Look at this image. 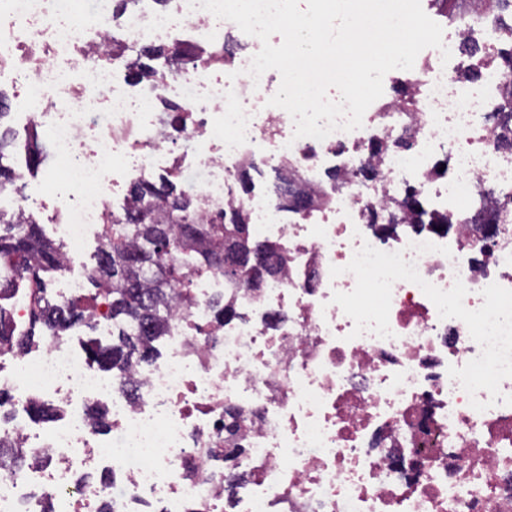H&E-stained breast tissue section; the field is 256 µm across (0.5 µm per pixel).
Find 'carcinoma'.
Masks as SVG:
<instances>
[{"label": "carcinoma", "mask_w": 512, "mask_h": 512, "mask_svg": "<svg viewBox=\"0 0 512 512\" xmlns=\"http://www.w3.org/2000/svg\"><path fill=\"white\" fill-rule=\"evenodd\" d=\"M175 62L161 48L150 49L127 63L136 79L154 69L153 61ZM280 207L294 213L308 211L311 202L295 194L288 198L282 186L276 190ZM127 198L134 207L107 214L109 224L105 248L97 266L89 273L95 289L92 301L108 304L112 321L123 324L118 342L87 349L100 369L124 373L133 363L148 364L157 354L155 342L167 328L162 301L168 289L188 292L201 273L220 270L230 280L253 284L278 273L285 263L278 246L257 239L250 215L244 208L224 212L218 224H207L200 211L203 202L177 188L170 179L133 183ZM446 224L448 217L425 218L419 191L414 190L381 217L370 211L368 221L385 235L402 223ZM264 255L253 267L254 255ZM63 267L62 245L46 238L39 224L20 222L0 210V300L12 299L24 288L29 302L31 327L38 325L57 333L83 320L75 304H58L48 299L45 275ZM33 334L20 332L10 313L0 306V344L26 345Z\"/></svg>", "instance_id": "cac0c4a2"}]
</instances>
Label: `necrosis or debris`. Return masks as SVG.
<instances>
[{"instance_id": "obj_1", "label": "necrosis or debris", "mask_w": 512, "mask_h": 512, "mask_svg": "<svg viewBox=\"0 0 512 512\" xmlns=\"http://www.w3.org/2000/svg\"><path fill=\"white\" fill-rule=\"evenodd\" d=\"M509 28L512 0H500L496 12L460 15L455 39L492 50ZM159 44L198 59L149 82L122 77L123 52ZM260 49L199 0H139L124 13L116 0H0V76L23 91L17 137L52 146L41 189L67 258L57 301L84 291L89 272L74 262L103 231L114 188L188 168L206 220L245 208L256 237L287 259L256 285L196 278L190 303L172 310L163 356L134 369L132 397L75 332L35 350L1 347L0 440L22 443L28 459L0 469V512H512V405L469 396L448 373L482 351L467 325L441 318L408 281L392 286L388 338L354 335L333 301L355 288L346 267L365 244L402 252L440 289L462 282L470 310L490 284L512 289V131L488 114L512 78L488 74L478 96L425 49L408 72L413 106L382 97L361 128L297 139L289 113L268 103L280 74L248 72ZM251 99L263 111L245 109ZM159 101L179 104L181 122L156 112ZM375 141L385 151L371 154ZM246 165L306 189L307 223L289 221L274 194L239 195ZM411 187L447 231L377 233L369 210ZM489 210L488 241L479 219ZM217 300L236 316L217 319ZM33 401L57 409L51 424L30 419Z\"/></svg>"}]
</instances>
